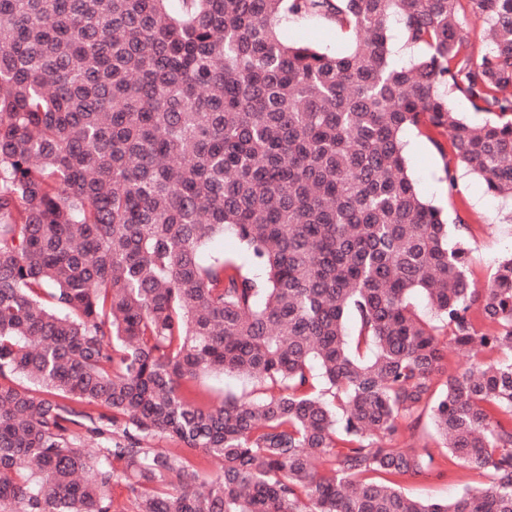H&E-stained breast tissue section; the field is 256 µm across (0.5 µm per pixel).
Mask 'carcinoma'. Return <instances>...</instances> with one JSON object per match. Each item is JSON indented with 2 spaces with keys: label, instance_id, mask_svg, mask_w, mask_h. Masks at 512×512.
I'll use <instances>...</instances> for the list:
<instances>
[{
  "label": "carcinoma",
  "instance_id": "obj_1",
  "mask_svg": "<svg viewBox=\"0 0 512 512\" xmlns=\"http://www.w3.org/2000/svg\"><path fill=\"white\" fill-rule=\"evenodd\" d=\"M407 128L512 198V0H0V512H512V253L474 286ZM284 33L289 38L312 41L336 53L343 52L347 47V41L340 30L324 21L289 23L284 27ZM197 386L208 393L212 402L220 401L225 393L237 396H249L254 390L253 384L241 377L231 374L212 373L202 376ZM445 468L447 471L440 478L421 480L405 476L398 478L397 481L403 491L411 496L439 501L454 499L463 487L476 486L485 481L484 478L452 459L450 455L448 460L445 459Z\"/></svg>",
  "mask_w": 512,
  "mask_h": 512
}]
</instances>
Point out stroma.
<instances>
[{
  "mask_svg": "<svg viewBox=\"0 0 512 512\" xmlns=\"http://www.w3.org/2000/svg\"><path fill=\"white\" fill-rule=\"evenodd\" d=\"M284 33L338 53L347 47L340 30L324 21L291 23L285 26ZM403 137L409 146L408 172L421 194L438 207H453L469 225L465 238L472 248V279L476 287H483L497 260L512 252V206L487 192L482 179L465 172L459 173L456 190L448 191L443 162L436 148L414 131H405ZM445 467L442 477L421 480L405 476L398 483L411 496L442 501L454 499L463 487L480 482L478 475L456 460H446Z\"/></svg>",
  "mask_w": 512,
  "mask_h": 512,
  "instance_id": "stroma-1",
  "label": "stroma"
}]
</instances>
